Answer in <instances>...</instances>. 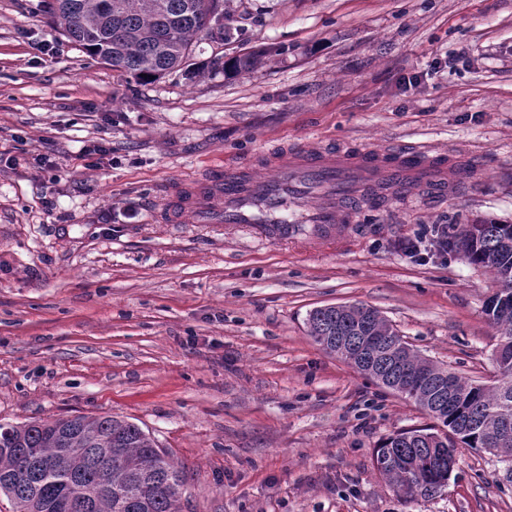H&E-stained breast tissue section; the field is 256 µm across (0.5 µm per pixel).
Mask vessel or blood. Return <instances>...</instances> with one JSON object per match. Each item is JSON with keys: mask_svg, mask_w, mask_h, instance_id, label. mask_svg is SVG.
I'll list each match as a JSON object with an SVG mask.
<instances>
[{"mask_svg": "<svg viewBox=\"0 0 512 512\" xmlns=\"http://www.w3.org/2000/svg\"><path fill=\"white\" fill-rule=\"evenodd\" d=\"M256 164L275 175L262 179L251 166L227 164L201 179H190L174 189L164 207L173 224H249L265 241L291 240L310 234L324 241L344 239L348 231L346 200L390 180L400 184L405 197L418 188H431L436 197L448 195V157L423 148L326 150L298 147L269 149ZM317 184L322 202H302L303 186Z\"/></svg>", "mask_w": 512, "mask_h": 512, "instance_id": "obj_1", "label": "vessel or blood"}]
</instances>
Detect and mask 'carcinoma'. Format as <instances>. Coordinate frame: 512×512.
Returning <instances> with one entry per match:
<instances>
[{"label":"carcinoma","mask_w":512,"mask_h":512,"mask_svg":"<svg viewBox=\"0 0 512 512\" xmlns=\"http://www.w3.org/2000/svg\"><path fill=\"white\" fill-rule=\"evenodd\" d=\"M47 9L68 40L137 79L180 69L198 40L224 39L223 0H48ZM455 247L493 272L498 292L484 314L511 349L512 224H469ZM307 325L327 352L433 419L388 437L374 453L376 470L403 496L432 497L448 482V459L434 448H480L505 457L512 471V362L496 361L491 384L467 379L418 354L365 305L315 308ZM184 486L168 453L125 420L0 424V494L15 512H180Z\"/></svg>","instance_id":"obj_1"}]
</instances>
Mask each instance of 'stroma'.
Returning a JSON list of instances; mask_svg holds the SVG:
<instances>
[{
	"instance_id": "35a3bbf8",
	"label": "stroma",
	"mask_w": 512,
	"mask_h": 512,
	"mask_svg": "<svg viewBox=\"0 0 512 512\" xmlns=\"http://www.w3.org/2000/svg\"><path fill=\"white\" fill-rule=\"evenodd\" d=\"M225 13L232 39L142 81L68 42L43 0H0V423L133 422L183 469L182 512H512L505 464L471 448L437 495L397 493L374 452L430 417L306 324L365 304L422 356L494 380L493 274L454 251L421 265L397 242L512 224V0ZM99 142L112 160L97 167L80 152ZM299 143L425 146L470 174L444 200L361 205L332 244L151 221L169 184Z\"/></svg>"
}]
</instances>
